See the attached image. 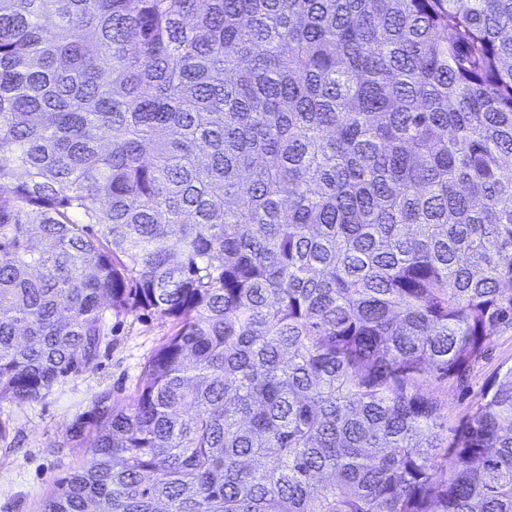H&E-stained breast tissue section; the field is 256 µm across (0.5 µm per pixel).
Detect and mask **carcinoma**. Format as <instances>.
Here are the masks:
<instances>
[{
	"label": "carcinoma",
	"mask_w": 512,
	"mask_h": 512,
	"mask_svg": "<svg viewBox=\"0 0 512 512\" xmlns=\"http://www.w3.org/2000/svg\"><path fill=\"white\" fill-rule=\"evenodd\" d=\"M132 308L39 512H512V0H0V401ZM512 368V330L497 336L488 353L471 370L469 387L442 383L431 388L441 404V414L454 425L467 415L479 400L480 393L499 374Z\"/></svg>",
	"instance_id": "obj_1"
}]
</instances>
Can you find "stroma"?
<instances>
[{"instance_id":"35a3bbf8","label":"stroma","mask_w":512,"mask_h":512,"mask_svg":"<svg viewBox=\"0 0 512 512\" xmlns=\"http://www.w3.org/2000/svg\"><path fill=\"white\" fill-rule=\"evenodd\" d=\"M173 331L170 319L132 309L109 317L90 367L60 380L42 398L0 402V512H38L57 480L73 473L83 451L70 439L75 422L89 419L95 397L131 403L141 370ZM512 368V330L497 336L471 370L467 388L442 383L433 392L448 424H456L499 374Z\"/></svg>"}]
</instances>
